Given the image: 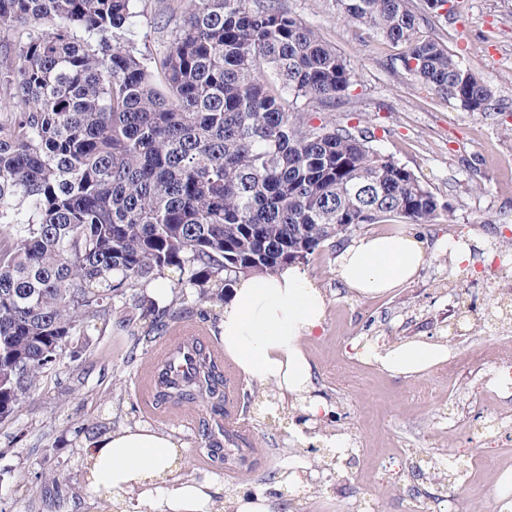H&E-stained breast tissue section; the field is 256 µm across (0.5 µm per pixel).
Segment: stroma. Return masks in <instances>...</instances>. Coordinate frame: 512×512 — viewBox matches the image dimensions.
Returning a JSON list of instances; mask_svg holds the SVG:
<instances>
[{"instance_id":"stroma-1","label":"stroma","mask_w":512,"mask_h":512,"mask_svg":"<svg viewBox=\"0 0 512 512\" xmlns=\"http://www.w3.org/2000/svg\"><path fill=\"white\" fill-rule=\"evenodd\" d=\"M288 12L350 63L356 85L337 117L350 114L375 130L381 149L428 184L455 210L454 225L379 223L369 234L406 231L421 240L426 262L403 287L380 296H360L337 278V256L326 250L307 266L320 284L327 308L322 333L304 340L313 368L312 396L327 405L328 417H308L300 401L275 385L237 376L238 395L250 401L240 415L251 438L267 455L246 474L217 472L204 463L200 421L184 423L175 407L162 418L144 411L138 393L140 364H129L133 330L110 323L90 348L64 365L45 387L23 401L10 422L0 425V512H102L81 478L84 445L77 430L102 422L115 432L148 425L179 439L183 480H215L224 502L244 492L278 488L277 512H503L493 488L512 470V438L475 445L470 438L495 412L512 408V385L498 386L497 399L477 361L480 353L512 345V322L448 340L449 275L467 272L481 287V303L491 294L492 242L512 237V0H455L454 15L427 27L466 66L496 87L497 113L474 117L439 100L416 79L392 69L398 53L369 27L344 20L336 0H281ZM509 111L501 119V111ZM467 239L473 254L456 263L449 241ZM417 341L447 346L449 356L472 362L456 378L434 366L413 378L389 373L363 351ZM350 374L336 382L334 372ZM427 385V399L414 391ZM342 449L329 447V440ZM453 471L428 472L434 460ZM309 472L300 487L286 484L288 461ZM68 475L73 497L57 501L48 472Z\"/></svg>"}]
</instances>
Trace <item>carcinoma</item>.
<instances>
[{
  "label": "carcinoma",
  "instance_id": "carcinoma-1",
  "mask_svg": "<svg viewBox=\"0 0 512 512\" xmlns=\"http://www.w3.org/2000/svg\"><path fill=\"white\" fill-rule=\"evenodd\" d=\"M141 0H0L16 49L0 69V423L112 317L146 354L168 328L224 301L239 276L305 264L368 224L454 222L413 171L336 120L355 74L280 0H167L181 25L143 52ZM448 0H336L402 47L393 68L476 117L495 91L421 32ZM169 281L180 306L142 289ZM155 405L202 404L203 455L233 471L265 449L221 423L223 363L191 344Z\"/></svg>",
  "mask_w": 512,
  "mask_h": 512
}]
</instances>
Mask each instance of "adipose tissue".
<instances>
[{"instance_id": "ef3b65f1", "label": "adipose tissue", "mask_w": 512, "mask_h": 512, "mask_svg": "<svg viewBox=\"0 0 512 512\" xmlns=\"http://www.w3.org/2000/svg\"><path fill=\"white\" fill-rule=\"evenodd\" d=\"M425 259L413 236L366 235L340 252L336 274L352 291L374 296L410 281ZM325 311L322 289L300 265L242 276L222 307L224 353L248 379L274 384L302 400L308 415L319 416L326 406L309 395L312 366L302 341L322 330ZM367 356L391 372L410 376L447 360L448 349L420 341L372 349ZM182 449L180 440L148 426L117 431L85 444L81 477L108 508L221 512L213 482L177 478Z\"/></svg>"}]
</instances>
